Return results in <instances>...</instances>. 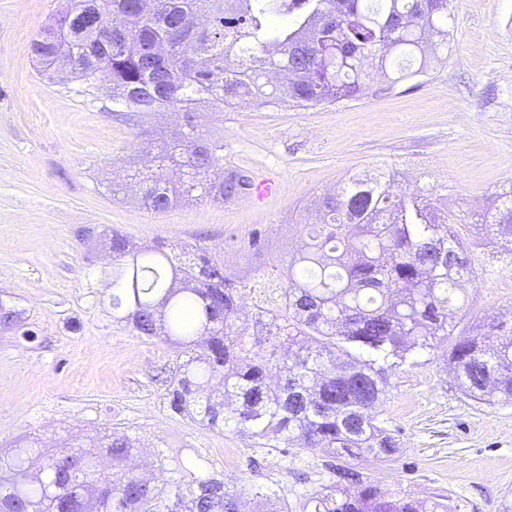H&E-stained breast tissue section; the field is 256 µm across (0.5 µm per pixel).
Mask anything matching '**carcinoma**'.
Wrapping results in <instances>:
<instances>
[{
  "label": "carcinoma",
  "instance_id": "carcinoma-1",
  "mask_svg": "<svg viewBox=\"0 0 512 512\" xmlns=\"http://www.w3.org/2000/svg\"><path fill=\"white\" fill-rule=\"evenodd\" d=\"M112 25V47L94 30L71 36L56 16L31 51L41 68L86 80L96 69L112 100L140 119L178 113L186 137L160 146L155 169L136 175L154 213L179 200L219 201L246 185L218 171L224 144L199 133L195 101L222 104L242 94L266 106L334 104L369 89L366 62L394 80L427 72V37L448 47L450 0H70ZM179 170V179L167 171ZM391 173H355L319 197L323 223L306 228L300 248L275 276L259 265L245 279L202 247L171 255L163 241L130 247L114 231L121 261L113 316L139 336L164 337L180 362L164 381L172 414L203 428L246 434L257 448H319L338 463L301 512H449L448 497L387 499L352 461L396 460L399 443L378 422L389 372L432 350L454 329L448 312L464 304L472 253L462 219L433 193L403 194ZM479 246L512 255V190L471 214ZM262 293L250 319L243 290ZM19 313L0 300V328ZM267 344L255 352L246 339ZM461 392L477 404L512 405V323L482 321L446 356ZM279 377L275 386L272 375ZM220 378L221 386L212 380ZM136 440L121 432L72 449L31 440L0 455V512H293L269 487H231L220 473L185 469L164 490L127 467ZM112 470L99 472L97 459Z\"/></svg>",
  "mask_w": 512,
  "mask_h": 512
}]
</instances>
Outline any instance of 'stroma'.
I'll list each match as a JSON object with an SVG mask.
<instances>
[{
  "mask_svg": "<svg viewBox=\"0 0 512 512\" xmlns=\"http://www.w3.org/2000/svg\"><path fill=\"white\" fill-rule=\"evenodd\" d=\"M67 6L0 0V299L21 317L20 328L0 330V453L32 436L57 448L124 431L137 440L134 466L163 485L188 464L223 471L233 448V481L272 486L298 506L328 481L318 449L244 447L241 434L166 409L154 377L175 370V347L113 318L108 237L116 229L138 248L165 239L232 254L242 278L296 250L307 205L357 171L413 170L419 191L457 215L485 209L512 175V0H450L441 64L380 79L360 98L257 105L245 120L211 105L200 131L223 143L225 175L246 185L162 214L143 206L135 176L181 121L163 112L136 125L113 115L111 89L42 72L31 43ZM264 176L276 189L260 199L253 185ZM472 251L483 273L467 283L452 335L392 372L379 419L399 443L396 461L369 457L358 468L392 499L444 493L452 512H512V406L465 397L445 363L476 324L512 317V264Z\"/></svg>",
  "mask_w": 512,
  "mask_h": 512,
  "instance_id": "35a3bbf8",
  "label": "stroma"
}]
</instances>
